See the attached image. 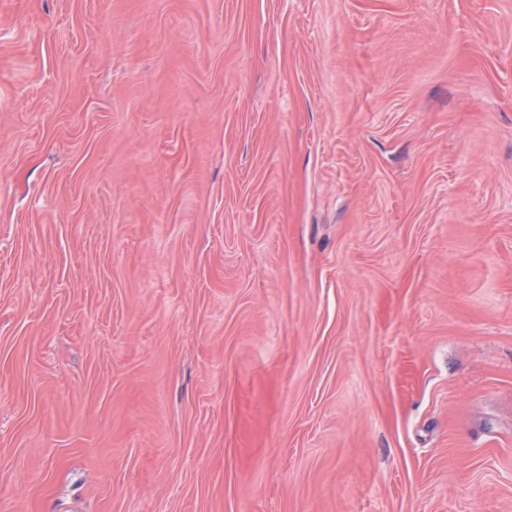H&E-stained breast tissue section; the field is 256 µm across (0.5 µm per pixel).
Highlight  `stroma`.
Instances as JSON below:
<instances>
[{"label": "stroma", "mask_w": 512, "mask_h": 512, "mask_svg": "<svg viewBox=\"0 0 512 512\" xmlns=\"http://www.w3.org/2000/svg\"><path fill=\"white\" fill-rule=\"evenodd\" d=\"M0 512H512V0H0Z\"/></svg>", "instance_id": "obj_1"}]
</instances>
